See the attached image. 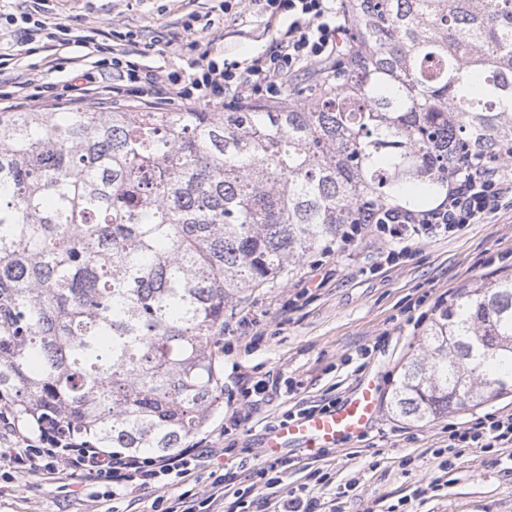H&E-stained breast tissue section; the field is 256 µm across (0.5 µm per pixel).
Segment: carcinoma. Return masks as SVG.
I'll return each instance as SVG.
<instances>
[{
  "label": "carcinoma",
  "instance_id": "cac0c4a2",
  "mask_svg": "<svg viewBox=\"0 0 512 512\" xmlns=\"http://www.w3.org/2000/svg\"><path fill=\"white\" fill-rule=\"evenodd\" d=\"M329 81L223 112H0V402L35 436L164 455L219 402L224 311L512 144V0H343ZM388 405L512 390V274L426 329Z\"/></svg>",
  "mask_w": 512,
  "mask_h": 512
}]
</instances>
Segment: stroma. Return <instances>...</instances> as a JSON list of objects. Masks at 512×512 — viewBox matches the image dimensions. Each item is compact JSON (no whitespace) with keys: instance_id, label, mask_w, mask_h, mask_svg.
<instances>
[{"instance_id":"1","label":"stroma","mask_w":512,"mask_h":512,"mask_svg":"<svg viewBox=\"0 0 512 512\" xmlns=\"http://www.w3.org/2000/svg\"><path fill=\"white\" fill-rule=\"evenodd\" d=\"M48 17L111 31L115 48L159 74L190 73L199 42L244 61L266 52L275 36L253 0H48ZM188 20L194 28L187 32L182 24ZM60 57L61 66L51 70L42 55L23 56L19 65L0 70V81L28 74L59 87L78 73L96 70L81 44H70ZM394 247L384 234L365 228L351 246L308 257L293 276L226 311L224 332L215 343L224 392L206 426L191 439L212 449V456L164 487L122 497L112 505L117 512H153L159 498L208 493L225 471L247 470L263 460L265 438L293 404L343 399L366 377L373 379L382 402L367 436L325 459L313 448L284 450L280 497L320 468L328 474L320 499L336 512H387L433 473L432 452L446 445L448 424H464L500 408L512 411V393L424 425L394 416L387 406L402 364L423 353L425 330L435 313L471 282L512 272V206L451 237L423 233L406 256L385 263ZM363 348L368 357L360 356ZM268 375L293 378L302 387L294 397L277 395L250 407L246 421L226 429V413L248 407L242 381ZM406 456L411 465H403ZM108 506L97 500L89 475L71 477L63 488L57 475H29L0 463V512H106ZM413 508L512 512V455L466 449L439 495L414 502Z\"/></svg>"}]
</instances>
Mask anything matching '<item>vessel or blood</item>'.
<instances>
[{
  "label": "vessel or blood",
  "mask_w": 512,
  "mask_h": 512,
  "mask_svg": "<svg viewBox=\"0 0 512 512\" xmlns=\"http://www.w3.org/2000/svg\"><path fill=\"white\" fill-rule=\"evenodd\" d=\"M378 407L376 391L368 385L361 387L334 409L288 421L275 430L266 440L265 454L275 457L294 445L337 448L362 439L371 427Z\"/></svg>",
  "instance_id": "b4317fda"
}]
</instances>
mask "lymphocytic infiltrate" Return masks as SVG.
I'll return each instance as SVG.
<instances>
[{"mask_svg": "<svg viewBox=\"0 0 512 512\" xmlns=\"http://www.w3.org/2000/svg\"><path fill=\"white\" fill-rule=\"evenodd\" d=\"M33 2L32 9L20 14L12 34L14 47L24 49L35 44L40 51L50 53L64 46L67 36L74 34L98 55L102 73L118 78L117 83L100 85L87 76L81 83L64 86L63 97L75 104L94 96L110 103L150 96L159 108L175 100L192 104L199 100L220 102L227 97L274 99L281 95L289 76L330 61L348 32L340 0H262V8L270 17L288 20L267 52L243 64L221 60L207 47L201 51V62L192 73L167 74L163 84L158 85L137 61L106 43L102 30L78 33L68 24L49 22L40 9L42 0ZM509 195L512 196L511 163L478 166L469 177L451 179L447 199L430 209H383L367 216L366 221L397 242L410 240L420 229L430 227L452 236L495 212ZM511 447L512 412L493 411L464 425H449L448 443L436 449L434 457L442 472L453 468L466 449L500 451ZM207 454L204 448H184L156 458L117 455L109 459L91 448H18L11 459L31 474L42 470L46 456L53 459L58 474L68 476L78 468L94 473L101 487L100 499L111 501L119 491L147 489L185 475ZM280 465V459L265 458L257 469L228 473L214 481L207 498L183 494L158 506L156 512H209L218 498L228 501L226 512H322L313 487L302 486L300 494L285 500L274 495V487L281 482Z\"/></svg>", "mask_w": 512, "mask_h": 512, "instance_id": "obj_1", "label": "lymphocytic infiltrate"}]
</instances>
